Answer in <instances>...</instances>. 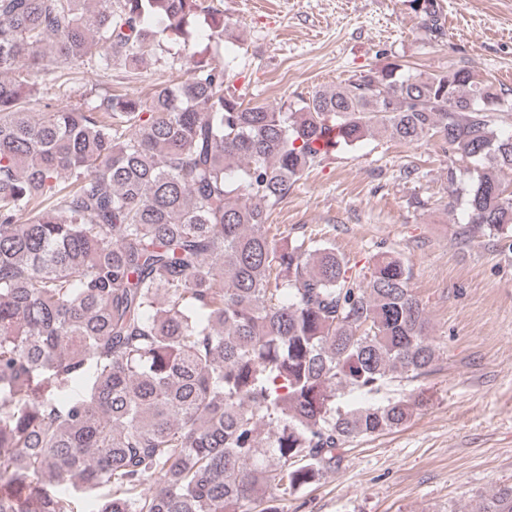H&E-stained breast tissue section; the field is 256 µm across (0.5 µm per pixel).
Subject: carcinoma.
Here are the masks:
<instances>
[{
    "label": "carcinoma",
    "instance_id": "cac0c4a2",
    "mask_svg": "<svg viewBox=\"0 0 512 512\" xmlns=\"http://www.w3.org/2000/svg\"><path fill=\"white\" fill-rule=\"evenodd\" d=\"M444 35L437 0H407ZM242 41L205 0H0V512H282L343 445L415 404L343 409L437 369L411 267L349 273L324 240L271 233L296 183L340 147L420 145L477 164L446 207L460 236L512 234V89L398 58L277 109L196 43ZM182 46L187 77L112 92ZM97 66L103 87L74 70ZM465 512H512V485Z\"/></svg>",
    "mask_w": 512,
    "mask_h": 512
}]
</instances>
